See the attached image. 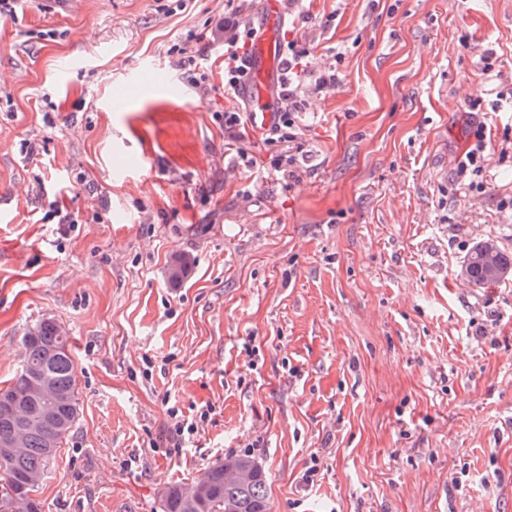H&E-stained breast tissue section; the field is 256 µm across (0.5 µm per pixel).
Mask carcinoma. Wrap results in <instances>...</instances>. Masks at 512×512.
<instances>
[{
	"mask_svg": "<svg viewBox=\"0 0 512 512\" xmlns=\"http://www.w3.org/2000/svg\"><path fill=\"white\" fill-rule=\"evenodd\" d=\"M464 260L472 269L470 283L480 287L502 283L484 275L478 246H473ZM23 348L21 368L11 385L0 389V400L17 402L21 412L37 424L23 428L0 416V466L7 475V492L0 499L3 512H42L36 492L46 465L78 416L76 364L59 324L40 322L24 337ZM44 378L52 384L50 394L37 390ZM253 463L255 459L249 454L231 455L223 464L204 469L192 482L166 488L161 496L162 512H268L264 470L257 471L248 482L229 475V471ZM201 483L208 486L204 497L197 491Z\"/></svg>",
	"mask_w": 512,
	"mask_h": 512,
	"instance_id": "1",
	"label": "carcinoma"
}]
</instances>
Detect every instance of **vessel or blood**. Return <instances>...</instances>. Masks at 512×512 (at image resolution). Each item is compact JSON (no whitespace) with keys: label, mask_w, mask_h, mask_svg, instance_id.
I'll use <instances>...</instances> for the list:
<instances>
[{"label":"vessel or blood","mask_w":512,"mask_h":512,"mask_svg":"<svg viewBox=\"0 0 512 512\" xmlns=\"http://www.w3.org/2000/svg\"><path fill=\"white\" fill-rule=\"evenodd\" d=\"M261 10L265 15L264 32L252 50L255 64L252 68V79L244 92L248 99L250 124L255 128L271 126L275 118L276 108L270 90L273 78L279 77L278 26L280 23L279 0H261Z\"/></svg>","instance_id":"vessel-or-blood-1"}]
</instances>
